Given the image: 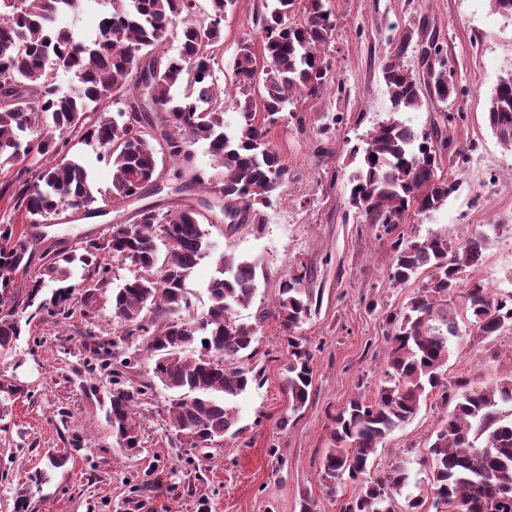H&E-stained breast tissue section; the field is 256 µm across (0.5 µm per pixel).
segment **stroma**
<instances>
[{"label": "stroma", "mask_w": 512, "mask_h": 512, "mask_svg": "<svg viewBox=\"0 0 512 512\" xmlns=\"http://www.w3.org/2000/svg\"><path fill=\"white\" fill-rule=\"evenodd\" d=\"M270 0H233L224 14L223 40L215 79L234 84L233 65L243 43L260 44V19ZM336 30L327 47L330 84L318 97L299 96L289 113L270 126L267 141L288 167L290 179L279 200L263 208L262 225L229 226L222 200L186 185L179 163L163 158L157 185L139 197L113 203L112 166L96 146L72 152L90 171L99 216L67 209L52 217L33 246V263L49 251L109 237L113 225L130 224L144 206L165 212L210 202L209 252L186 283L196 320L209 306L207 285L216 260L232 253L257 261V290L237 308L238 322L252 327L250 350L238 368L260 371L237 401L239 433L205 448L180 444L167 412L170 391L152 376L147 336H129L112 314L111 298L132 277L130 261L108 257L110 277L102 284L74 268V299L68 315L21 309L23 333L13 350L0 355V373L16 377L28 392L0 414V512H15L18 496L27 512H301L310 499L314 512H339L352 485L327 493L320 467L333 447L334 418L356 396L373 397L388 367L386 318L402 313L427 282L420 274L400 285L390 276L392 241L438 235L457 246L474 235L487 245L472 273L495 292L512 294V146L491 131L485 113L498 79L512 72V19L495 13L489 0H330ZM105 0H84L81 10L59 16L75 39L98 34ZM434 31L460 93L443 132L458 154L442 162L458 190L440 208L409 211L392 233L363 223L349 204L347 183L359 167L368 134L388 117L389 92L382 61L404 32ZM339 115L329 139H321L324 114ZM302 272L312 293V312L299 329L314 357L309 398L293 409L286 389L287 352L276 305L281 284ZM113 343L104 353L103 343ZM448 382L495 386L512 375V331L482 338L461 321L444 367ZM139 388L134 408L140 450L120 448L107 422L106 400L113 375ZM451 413L439 396H429L417 415L378 448L375 463L387 470L404 462L411 483L429 495L422 464L439 424ZM64 452L63 467L51 454ZM41 481H34V474Z\"/></svg>", "instance_id": "obj_1"}]
</instances>
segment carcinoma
I'll return each mask as SVG.
<instances>
[{"instance_id": "obj_1", "label": "carcinoma", "mask_w": 512, "mask_h": 512, "mask_svg": "<svg viewBox=\"0 0 512 512\" xmlns=\"http://www.w3.org/2000/svg\"><path fill=\"white\" fill-rule=\"evenodd\" d=\"M82 2L0 0V169L28 158L35 166L31 178L20 185L15 206L40 223L62 209L91 210L97 198L88 172L80 161L67 158L76 137L96 145L100 158L112 164L114 201L139 195L161 177L159 154L188 162L191 146L202 142L224 169V179L214 183L196 175L195 182L211 185V192L224 199L229 223H261L260 207L270 205L288 182L287 165L266 142V127L280 119L295 94L316 98L328 85L325 46L336 26L329 0H272L261 19V53L246 42L234 61L233 101L244 123L231 134L224 129V98L216 93L214 78L230 0H210L211 14L204 20L197 15L196 0H107L111 11L101 18L99 37L90 43L56 25L59 13H75ZM298 13L300 19H293ZM172 35L180 42L179 54L157 53ZM422 42H435V34L425 29L406 33L383 61L391 115L368 135L357 175L350 181V204L363 223L376 224L388 234L410 209L434 210L459 187L457 180L433 174L451 148L438 127L417 132L397 118L427 100L444 104L456 94L441 50H435L439 58L426 85L403 64L410 45ZM61 73L76 79L68 92L56 85ZM259 78L262 91L254 96ZM130 85L136 97H145L162 114L161 124L145 116L142 102L123 99ZM486 121L499 140L512 144V75L497 83ZM54 156L59 161L39 163L41 157ZM205 219L192 206L165 213L142 208L134 224L113 226L102 241L46 254L26 298V307L34 306L38 313H64L72 296L73 286L66 281L73 262H81L88 277L100 284L109 276L106 254L130 260L136 273L112 295L113 315L129 335L149 334L153 377L172 392L170 419L177 436L192 448L239 433L237 400L260 377L252 369L228 367L254 340L251 329L234 317L235 309L250 304L256 291V264L248 259L227 253L219 257L207 286L209 306L197 323L145 325L146 310L167 316L187 307L186 282L207 253ZM485 244L486 239L476 236L456 247L436 236L393 241L392 280L403 284L423 271L429 279L403 316L388 318V369L375 397L351 399L334 419L336 446L325 455L320 479L330 492L347 482L355 487L340 512H392L394 496L409 475L400 462L378 470L373 455L433 394L455 402L424 460L433 508L457 512L464 501L467 512H512V421H502L497 412L498 405L512 403V377L481 390L466 380L450 389L443 379L448 342L459 336L453 299L462 284H468L463 298L473 334L489 338L512 329V295L500 297L470 279ZM161 245L167 261L158 268ZM32 256L33 241L14 225L0 224L1 353L11 350L22 334L14 276L31 271ZM304 279L303 273L289 276L280 288L277 310L288 352L286 384L295 410L306 403L314 374L313 355L295 335L311 311ZM48 282L57 288L42 299ZM195 345L202 355L186 357ZM23 393V385L0 377V411ZM137 398V391L117 382L107 410L120 447L133 453L139 448L131 417ZM481 438L484 445H476Z\"/></svg>"}]
</instances>
